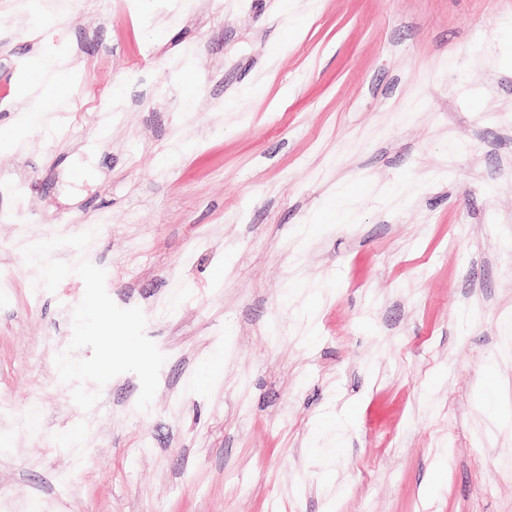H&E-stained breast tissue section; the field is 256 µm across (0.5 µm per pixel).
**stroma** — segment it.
<instances>
[{"instance_id":"stroma-1","label":"stroma","mask_w":512,"mask_h":512,"mask_svg":"<svg viewBox=\"0 0 512 512\" xmlns=\"http://www.w3.org/2000/svg\"><path fill=\"white\" fill-rule=\"evenodd\" d=\"M0 0V169L34 199L77 185L106 221L94 265L165 355L90 411L54 357L77 275L35 290L0 267V499L19 512H512V0ZM87 114L70 137L21 117L40 53ZM177 66L166 69V59ZM193 108L182 106L185 91ZM192 133L176 159L169 147ZM349 222L324 220L340 189ZM41 393V433L26 424ZM78 448L59 447L61 433ZM340 455L314 447L335 434Z\"/></svg>"}]
</instances>
